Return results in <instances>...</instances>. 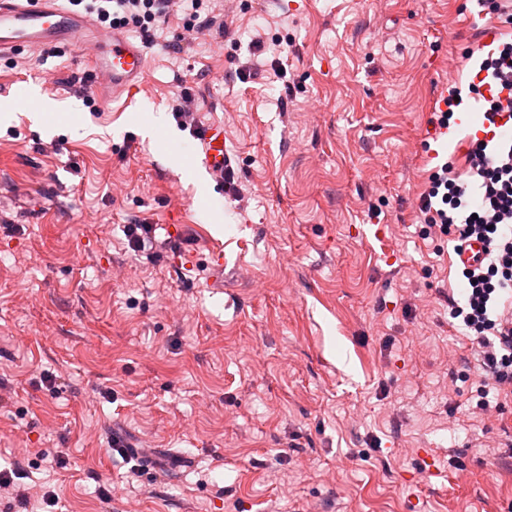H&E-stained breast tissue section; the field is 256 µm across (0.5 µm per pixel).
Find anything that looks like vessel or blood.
<instances>
[{
	"instance_id": "obj_1",
	"label": "vessel or blood",
	"mask_w": 512,
	"mask_h": 512,
	"mask_svg": "<svg viewBox=\"0 0 512 512\" xmlns=\"http://www.w3.org/2000/svg\"><path fill=\"white\" fill-rule=\"evenodd\" d=\"M48 46L80 49L90 68L93 89H107L112 98L139 89L148 69L145 42L130 39L121 30L105 31L85 14L66 9L62 0H0V58L26 48ZM475 135L496 142L512 135L504 120L477 118ZM191 152V168L218 180L229 159L223 121L201 125Z\"/></svg>"
}]
</instances>
